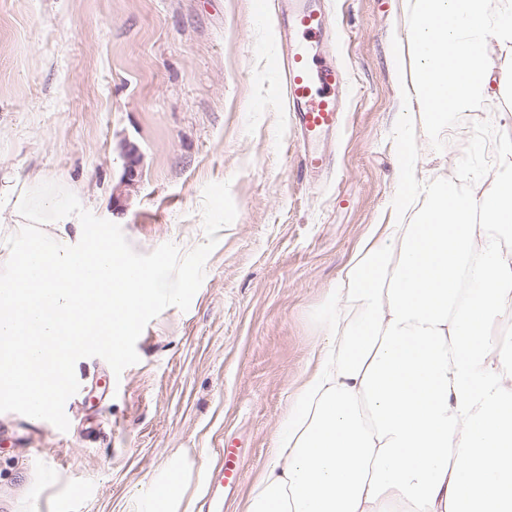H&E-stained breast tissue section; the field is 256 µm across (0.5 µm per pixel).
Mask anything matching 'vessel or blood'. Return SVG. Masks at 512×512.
Returning <instances> with one entry per match:
<instances>
[{"mask_svg":"<svg viewBox=\"0 0 512 512\" xmlns=\"http://www.w3.org/2000/svg\"><path fill=\"white\" fill-rule=\"evenodd\" d=\"M277 30L274 46L266 55L267 68L285 81L303 167L316 179L333 163L332 154L323 151L321 144L341 132L347 95L341 65L323 49L334 29L323 8L307 0H282ZM240 475L237 449H225L224 463L212 486L214 512H221L225 496L236 490Z\"/></svg>","mask_w":512,"mask_h":512,"instance_id":"1","label":"vessel or blood"}]
</instances>
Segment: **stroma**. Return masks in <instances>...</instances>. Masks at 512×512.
<instances>
[{"label": "stroma", "instance_id": "1", "mask_svg": "<svg viewBox=\"0 0 512 512\" xmlns=\"http://www.w3.org/2000/svg\"><path fill=\"white\" fill-rule=\"evenodd\" d=\"M350 93L334 161L301 173L286 87L263 50L274 18L253 0H0V237L21 222L35 182L55 181L120 225L141 254L202 245L203 190L226 182L237 217L219 232L188 310L170 306L119 379L80 359L68 431L0 413V506L58 512H149L152 481L178 476L192 512H211L223 447L243 450L242 482L224 512H245L273 453L295 381L318 342V310L400 182L399 76L391 55L411 24L408 0H326ZM503 89L445 125L416 124L418 173L465 183L494 177L512 150V58L488 44ZM141 154L126 208L112 189L124 145ZM51 461L40 464L37 449ZM196 449L192 469L180 449Z\"/></svg>", "mask_w": 512, "mask_h": 512}]
</instances>
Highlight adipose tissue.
I'll list each match as a JSON object with an SVG mask.
<instances>
[{
    "label": "adipose tissue",
    "instance_id": "obj_1",
    "mask_svg": "<svg viewBox=\"0 0 512 512\" xmlns=\"http://www.w3.org/2000/svg\"><path fill=\"white\" fill-rule=\"evenodd\" d=\"M396 136L400 185L324 302L247 512H512V389L497 353L512 313V179L459 188L417 175L431 127L485 96L478 50L512 55V8L412 0Z\"/></svg>",
    "mask_w": 512,
    "mask_h": 512
}]
</instances>
